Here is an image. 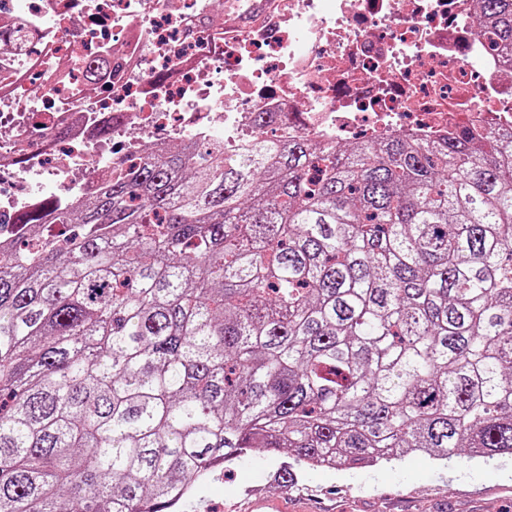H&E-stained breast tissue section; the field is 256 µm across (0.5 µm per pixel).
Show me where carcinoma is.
Listing matches in <instances>:
<instances>
[{
    "label": "carcinoma",
    "instance_id": "carcinoma-1",
    "mask_svg": "<svg viewBox=\"0 0 512 512\" xmlns=\"http://www.w3.org/2000/svg\"><path fill=\"white\" fill-rule=\"evenodd\" d=\"M512 66V0H479ZM0 252V512L218 461L512 455V131L144 155Z\"/></svg>",
    "mask_w": 512,
    "mask_h": 512
}]
</instances>
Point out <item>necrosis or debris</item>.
<instances>
[{
	"mask_svg": "<svg viewBox=\"0 0 512 512\" xmlns=\"http://www.w3.org/2000/svg\"><path fill=\"white\" fill-rule=\"evenodd\" d=\"M477 0H0V243L122 158L512 129ZM269 118L257 128L259 114Z\"/></svg>",
	"mask_w": 512,
	"mask_h": 512,
	"instance_id": "necrosis-or-debris-1",
	"label": "necrosis or debris"
}]
</instances>
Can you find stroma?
<instances>
[{
  "instance_id": "stroma-1",
  "label": "stroma",
  "mask_w": 512,
  "mask_h": 512,
  "mask_svg": "<svg viewBox=\"0 0 512 512\" xmlns=\"http://www.w3.org/2000/svg\"><path fill=\"white\" fill-rule=\"evenodd\" d=\"M296 467L286 486L273 474ZM280 498L285 512H512V456L437 462L423 453L357 469L296 465L288 449L254 452L225 464L179 512H245L253 492Z\"/></svg>"
}]
</instances>
